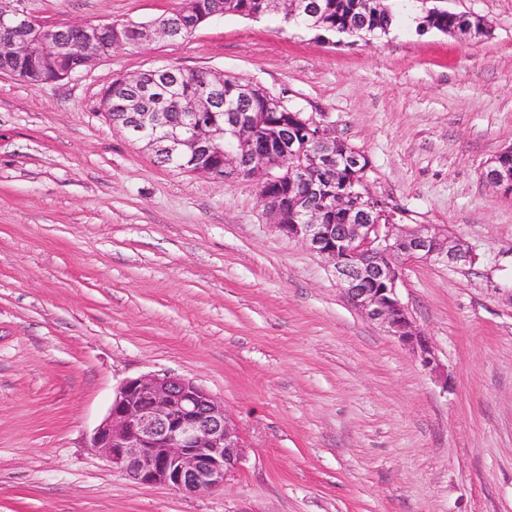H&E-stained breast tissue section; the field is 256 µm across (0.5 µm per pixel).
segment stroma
<instances>
[{
	"label": "stroma",
	"mask_w": 512,
	"mask_h": 512,
	"mask_svg": "<svg viewBox=\"0 0 512 512\" xmlns=\"http://www.w3.org/2000/svg\"><path fill=\"white\" fill-rule=\"evenodd\" d=\"M179 0H26L61 22L145 23ZM329 36L228 15L60 81L0 77V512H512V0H444L478 38ZM246 78L369 159L370 193L474 263H409L399 288L442 387L281 235L256 179L164 166L101 93L154 66ZM169 372L236 423L244 460L188 495L89 444L120 384ZM512 156V146L503 149L484 170V178L493 187L512 194V168L503 164L502 159Z\"/></svg>",
	"instance_id": "35a3bbf8"
}]
</instances>
